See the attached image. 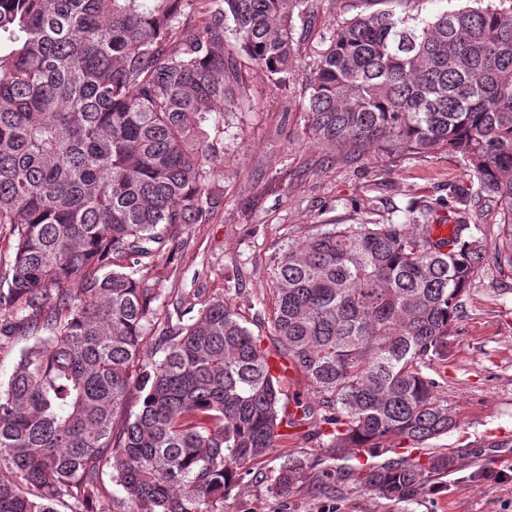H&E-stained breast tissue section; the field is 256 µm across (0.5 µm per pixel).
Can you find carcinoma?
I'll return each mask as SVG.
<instances>
[{"label": "carcinoma", "instance_id": "carcinoma-1", "mask_svg": "<svg viewBox=\"0 0 512 512\" xmlns=\"http://www.w3.org/2000/svg\"><path fill=\"white\" fill-rule=\"evenodd\" d=\"M308 0H0V335L31 336L0 382V512H224L243 468L315 414L320 451L423 448L456 426L426 369L448 357L495 204L512 268V0H351L306 74L307 132L354 160L446 151L469 172L451 238L425 212L313 224L273 255L275 351L222 299L151 335L158 246L209 219L215 148L204 125L245 106L243 71L299 72ZM288 358L313 400H283ZM136 402L138 410L129 408ZM452 454L363 467L360 487L411 501ZM349 476L284 458L282 496Z\"/></svg>", "mask_w": 512, "mask_h": 512}]
</instances>
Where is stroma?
<instances>
[{"mask_svg": "<svg viewBox=\"0 0 512 512\" xmlns=\"http://www.w3.org/2000/svg\"><path fill=\"white\" fill-rule=\"evenodd\" d=\"M311 23L297 22L300 72L285 86L256 68L244 81L250 105L211 119L205 130L217 149V199L204 224L179 226L156 254L162 314L201 309L221 297L272 348L270 261L275 250L312 224L402 221L407 206L426 208L432 224L448 221L446 201L467 183L458 159L373 150L354 161L325 159L306 134L303 76L342 15V0H309ZM486 236L487 259L474 274L448 344L446 360L429 369L457 416L447 436L431 441L421 459L453 453L454 472L433 477L411 502L365 491L352 480L325 495L304 485L280 496L272 475L284 455L317 463L327 424L319 418L294 429L269 458L250 464L224 499V512H512V268L500 264L501 216L491 207L467 218Z\"/></svg>", "mask_w": 512, "mask_h": 512, "instance_id": "35a3bbf8", "label": "stroma"}]
</instances>
